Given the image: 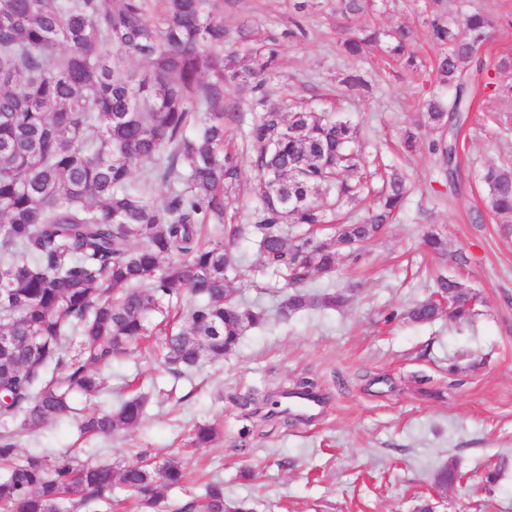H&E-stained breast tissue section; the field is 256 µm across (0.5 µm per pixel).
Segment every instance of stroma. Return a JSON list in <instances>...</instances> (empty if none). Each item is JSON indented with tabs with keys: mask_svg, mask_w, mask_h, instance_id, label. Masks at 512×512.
Returning <instances> with one entry per match:
<instances>
[{
	"mask_svg": "<svg viewBox=\"0 0 512 512\" xmlns=\"http://www.w3.org/2000/svg\"><path fill=\"white\" fill-rule=\"evenodd\" d=\"M296 2L216 0L214 13L230 41L244 32L277 43L279 67L266 77L268 103L284 106L295 95L319 110L351 113L372 163L373 188L391 169L411 180L403 210L357 260L305 283L312 294L345 290L348 302L282 319L283 280L265 271L255 238L237 240L232 249L247 273L238 300L265 311L263 327L248 329L223 361L180 378L148 353L117 356L111 391L76 396L75 406L84 415L116 407L132 392L148 395L139 428L85 437L72 417L20 430L19 450H68L79 464L117 468L144 449L159 461L178 457L193 478L168 491L169 512L199 497L209 480L223 482L227 502L248 500L254 512H418L425 503L433 512H512V234L488 213L478 180L488 164L512 163V68L496 67L512 56V28L496 30L482 48L493 82L508 91L480 98L461 128L456 183H449L431 149L435 132L420 129L411 152L400 146L402 131L440 89L442 48L428 37L427 15L436 7L446 15H503L512 12V0H375L368 14L352 19V26L385 31L413 27L415 72L379 48L355 59L342 56L333 0H315L302 12ZM298 27L304 38H294ZM352 68L367 88L343 89L341 75ZM224 91L241 115L228 126L241 149V175L224 221L252 224L255 171L245 143L260 107L236 85ZM431 229L447 241L449 257L425 251L422 238ZM459 252L467 258L461 267L450 259ZM437 273L460 277L473 289L469 323H450L444 313L430 323L403 320L408 307L432 293ZM304 378L315 383L314 415L281 413L283 391ZM247 388L258 392L257 407L235 406L231 394ZM204 421L219 423L221 436L198 451L188 434ZM450 463L463 479L436 496L434 476ZM492 466L500 474L484 484Z\"/></svg>",
	"mask_w": 512,
	"mask_h": 512,
	"instance_id": "obj_1",
	"label": "stroma"
}]
</instances>
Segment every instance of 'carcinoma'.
<instances>
[{"label":"carcinoma","instance_id":"carcinoma-1","mask_svg":"<svg viewBox=\"0 0 512 512\" xmlns=\"http://www.w3.org/2000/svg\"><path fill=\"white\" fill-rule=\"evenodd\" d=\"M158 21L148 0H0V422L37 428L74 412L77 395L107 389L99 369L127 350L158 352L176 377L233 352L243 333L262 325L261 310L235 298L240 260L224 244L253 236L267 267L293 288L280 303L284 317L343 306L342 291L313 297L298 289L309 277L336 270L342 251L374 238L403 207L409 184L396 171L384 180L367 216L335 227L319 199L351 201L370 191L358 124L316 112L299 99L289 112L270 106L248 131L257 171L256 224L221 223L240 181L236 154L224 149V125L237 120L224 82L257 91L275 67L271 44L250 49L243 67L226 51L224 24L212 0H161ZM368 0H336L350 20ZM439 57L440 85L424 124L448 143L435 146L457 172L456 131L473 104L478 56L502 18L482 11L427 19ZM382 33L342 29L340 47L359 57L368 46L415 66L412 30ZM148 59L138 76L112 65L106 49ZM140 170L139 180L133 171ZM491 211L512 218V167L490 164L480 174ZM164 186L166 205L150 197ZM457 294L448 319L469 320L476 294L459 278L437 277L434 293ZM442 308L429 298L407 311L415 323ZM146 398L135 396L106 412L84 416V436L137 428ZM220 436L195 424L197 448ZM81 468L66 452H18L15 434L0 431V504L8 512H79L108 504L119 483L145 512H160L166 491L186 478L181 462L149 461ZM180 512H251L244 500L224 499L219 482L206 483L202 502Z\"/></svg>","mask_w":512,"mask_h":512}]
</instances>
